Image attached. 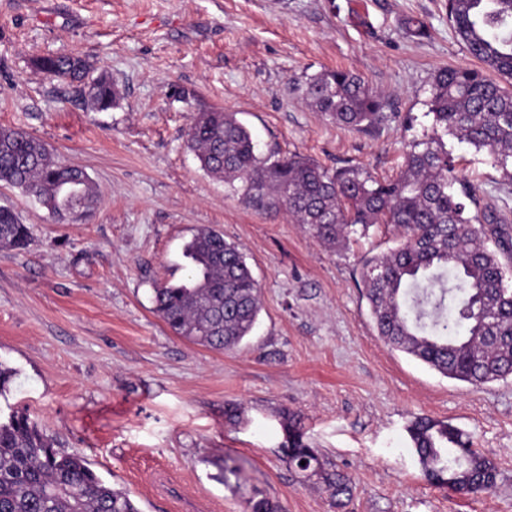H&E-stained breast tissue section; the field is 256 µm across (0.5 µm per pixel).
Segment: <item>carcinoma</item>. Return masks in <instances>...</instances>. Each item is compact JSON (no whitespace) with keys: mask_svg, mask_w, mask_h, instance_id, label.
I'll list each match as a JSON object with an SVG mask.
<instances>
[{"mask_svg":"<svg viewBox=\"0 0 512 512\" xmlns=\"http://www.w3.org/2000/svg\"><path fill=\"white\" fill-rule=\"evenodd\" d=\"M448 22L483 69L435 72L427 101L441 133L411 141L399 174L381 181L361 167L328 170L300 154L258 153L250 131L233 112L192 115L187 145L201 169L233 185L253 207L283 210L322 243L334 247L350 234L391 224L398 247L362 260L361 281L379 336L453 380L479 386L512 376V288L502 281L500 256L512 236L486 208L468 215L463 199L480 188L457 183L443 137L484 152L512 180V0H448ZM33 65L54 78L79 83L81 98L98 111L118 103L112 79L91 76L93 64L73 54L40 56ZM307 103L336 123L356 129L384 119L385 98L348 70H325L304 84ZM0 184L19 188L58 219L98 202L87 173L50 157L24 131L0 126ZM29 227L0 207V247L22 248ZM190 274L154 288V311L170 330L217 351L240 345L260 313V290L238 245L209 229L185 244ZM407 432L424 477L462 494H482L496 481L493 464L455 427L417 417ZM284 451L297 470L322 479L331 496L350 492V479L323 467L288 420ZM0 512H141L123 489L104 481L78 452L55 447L20 411L0 413ZM249 512H281L261 491Z\"/></svg>","mask_w":512,"mask_h":512,"instance_id":"carcinoma-1","label":"carcinoma"}]
</instances>
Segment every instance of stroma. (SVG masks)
Listing matches in <instances>:
<instances>
[{
	"mask_svg": "<svg viewBox=\"0 0 512 512\" xmlns=\"http://www.w3.org/2000/svg\"><path fill=\"white\" fill-rule=\"evenodd\" d=\"M448 0H0V126L82 167L99 202L62 223L18 190L0 205L27 224L0 248V362L15 368L0 408L25 412L77 451L142 512H248L254 490L282 512H512V377L482 386L441 376L379 336L362 259L399 234L376 224L330 249L283 212L258 210L203 171L186 144L193 113L221 109L261 153L298 152L327 168L396 176L408 143L431 130L438 69L476 67L448 23ZM423 22L426 34L404 23ZM93 58L120 91L93 111L37 56ZM326 69L361 76L386 118L354 130L300 92ZM456 173L479 185L512 232V181L454 145ZM202 228L239 245L261 289L249 338L215 351L176 336L154 289L183 280L184 244ZM458 428L495 466L496 485L457 495L422 475L407 427ZM350 496L289 464V419ZM237 462L242 480L225 485Z\"/></svg>",
	"mask_w": 512,
	"mask_h": 512,
	"instance_id": "35a3bbf8",
	"label": "stroma"
}]
</instances>
